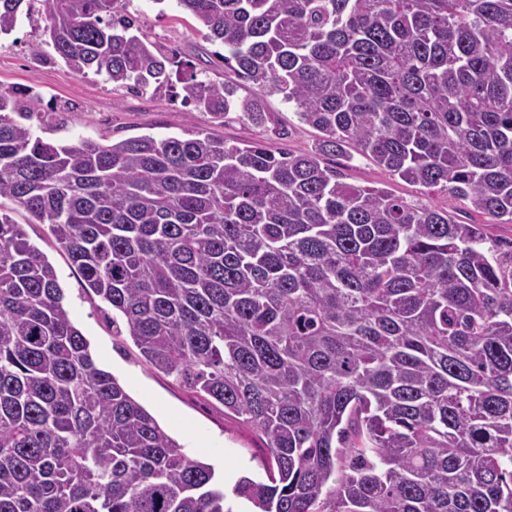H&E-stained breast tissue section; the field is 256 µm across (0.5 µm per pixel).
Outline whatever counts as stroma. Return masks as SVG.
<instances>
[{"mask_svg":"<svg viewBox=\"0 0 512 512\" xmlns=\"http://www.w3.org/2000/svg\"><path fill=\"white\" fill-rule=\"evenodd\" d=\"M127 10L136 18L141 32L176 50L179 60L193 65L200 77L226 84L238 95L250 94L249 84L225 64L223 45L210 41L176 0H129ZM41 39L42 24L36 20L22 22L11 35L0 39V88L34 89L31 106L35 111L61 109L58 126L41 131L45 141L70 144L88 139L109 144L142 135L163 138L203 131L230 144L264 141L274 150L295 155L311 152L318 145L319 132L301 122L282 95L263 96L268 120L262 125L239 112L213 115L184 102L179 87L169 92L138 91L106 83L92 74L77 75L63 62L47 56L35 60L30 47ZM323 162L339 169L349 183H384L396 195L425 200L452 211L466 223L485 224L483 216L471 211L467 201L443 192L429 194L421 186L391 179L361 156L348 160L327 155ZM0 208L24 225L31 241L55 268L64 304L88 340L99 367L112 373L190 456L212 464L225 488H232L244 475L265 480L266 450L258 432L226 415L223 407L206 402L173 377L150 367L131 341L114 335L109 306L86 293L77 268L56 245L47 225L29 223L27 213L10 200L0 201ZM485 226L489 237L512 238V224Z\"/></svg>","mask_w":512,"mask_h":512,"instance_id":"stroma-1","label":"stroma"}]
</instances>
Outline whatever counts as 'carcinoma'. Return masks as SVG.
<instances>
[{
	"mask_svg": "<svg viewBox=\"0 0 512 512\" xmlns=\"http://www.w3.org/2000/svg\"><path fill=\"white\" fill-rule=\"evenodd\" d=\"M74 73L321 132L293 155L203 132L52 144L0 90V198L46 224L153 369L260 433L252 512H512V240L353 185L326 154L512 224V0H177L256 94L134 32L123 0L33 3ZM177 70H171V66ZM0 211V512H234L109 372Z\"/></svg>",
	"mask_w": 512,
	"mask_h": 512,
	"instance_id": "carcinoma-1",
	"label": "carcinoma"
}]
</instances>
